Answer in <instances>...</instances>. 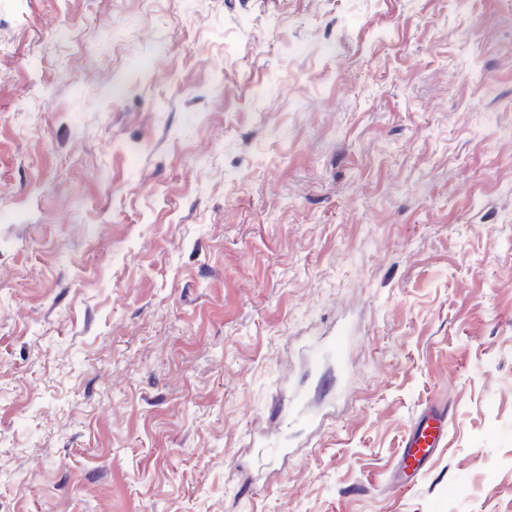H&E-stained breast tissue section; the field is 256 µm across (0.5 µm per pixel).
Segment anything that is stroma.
Returning a JSON list of instances; mask_svg holds the SVG:
<instances>
[{
	"label": "stroma",
	"instance_id": "35a3bbf8",
	"mask_svg": "<svg viewBox=\"0 0 512 512\" xmlns=\"http://www.w3.org/2000/svg\"><path fill=\"white\" fill-rule=\"evenodd\" d=\"M0 512H512V0H0ZM448 407L432 405L412 424L401 453L399 471L406 478L415 477L435 456L445 436Z\"/></svg>",
	"mask_w": 512,
	"mask_h": 512
}]
</instances>
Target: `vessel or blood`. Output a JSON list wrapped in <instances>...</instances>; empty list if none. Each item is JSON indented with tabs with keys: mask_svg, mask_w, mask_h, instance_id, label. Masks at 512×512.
I'll return each instance as SVG.
<instances>
[{
	"mask_svg": "<svg viewBox=\"0 0 512 512\" xmlns=\"http://www.w3.org/2000/svg\"><path fill=\"white\" fill-rule=\"evenodd\" d=\"M448 408L437 404L425 409L412 424L403 443L399 471L415 477L435 456L445 436Z\"/></svg>",
	"mask_w": 512,
	"mask_h": 512,
	"instance_id": "1",
	"label": "vessel or blood"
}]
</instances>
